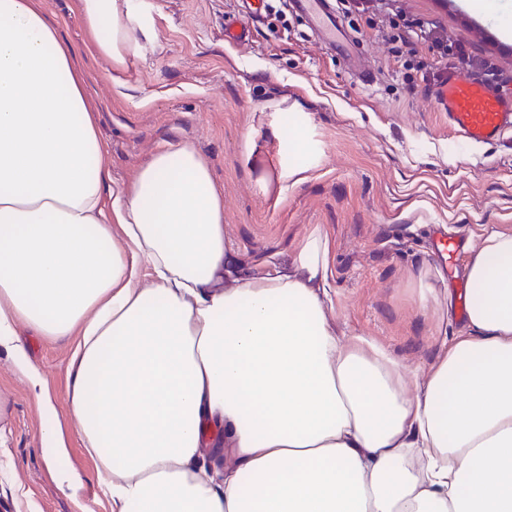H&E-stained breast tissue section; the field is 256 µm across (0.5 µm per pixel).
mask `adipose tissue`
<instances>
[{
  "mask_svg": "<svg viewBox=\"0 0 512 512\" xmlns=\"http://www.w3.org/2000/svg\"><path fill=\"white\" fill-rule=\"evenodd\" d=\"M97 56L123 70L149 32L135 0H78ZM306 179L304 124L278 128ZM85 74L45 0H0V346L69 340L73 431L112 512H512V231L472 246L470 332L416 393L378 344L344 336L313 225L290 263L235 275L224 197L189 143L112 186ZM43 455L83 478L42 377Z\"/></svg>",
  "mask_w": 512,
  "mask_h": 512,
  "instance_id": "obj_1",
  "label": "adipose tissue"
}]
</instances>
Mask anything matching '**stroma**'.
<instances>
[{
	"mask_svg": "<svg viewBox=\"0 0 512 512\" xmlns=\"http://www.w3.org/2000/svg\"><path fill=\"white\" fill-rule=\"evenodd\" d=\"M475 2L375 0L369 11L341 13L374 74L368 86L289 0H272L243 43L224 39L240 0H146L152 30L112 75L91 51L76 0H46L87 74L113 181H131L160 145L193 144L224 193V241L241 275L286 263L311 225L324 226L337 327L416 372L442 341L469 331L457 307L465 260L437 258L439 233L467 244L512 231V132L463 144L434 105V75L445 69L512 87V31L499 24L512 0ZM428 28L467 41L470 58L441 57ZM295 112L308 121L307 179L261 190L285 153L277 125ZM17 342L45 380L85 486L75 501L57 489L41 453L40 402L0 348V512H110L97 462L70 426L68 342L25 328Z\"/></svg>",
	"mask_w": 512,
	"mask_h": 512,
	"instance_id": "stroma-1",
	"label": "stroma"
}]
</instances>
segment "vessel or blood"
Returning <instances> with one entry per match:
<instances>
[{
    "label": "vessel or blood",
    "mask_w": 512,
    "mask_h": 512,
    "mask_svg": "<svg viewBox=\"0 0 512 512\" xmlns=\"http://www.w3.org/2000/svg\"><path fill=\"white\" fill-rule=\"evenodd\" d=\"M293 8L324 34L329 47L342 56L359 50L347 38L332 0H292ZM434 102L448 119V126L462 142L491 144L512 131V97L502 95L482 80L458 75L435 91Z\"/></svg>",
    "instance_id": "b4317fda"
}]
</instances>
